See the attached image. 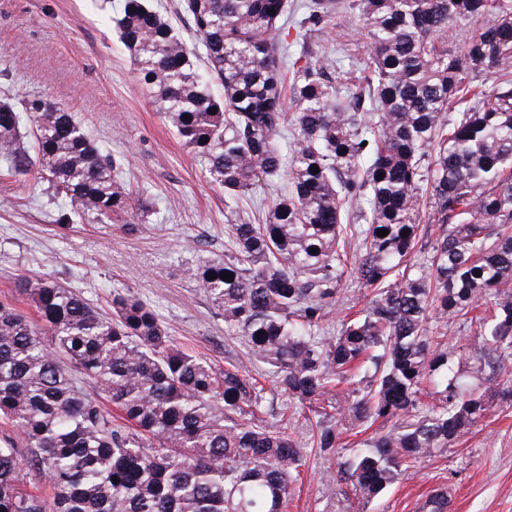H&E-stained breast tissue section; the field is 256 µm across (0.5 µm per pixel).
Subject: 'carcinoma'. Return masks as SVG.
Wrapping results in <instances>:
<instances>
[{"label":"carcinoma","mask_w":512,"mask_h":512,"mask_svg":"<svg viewBox=\"0 0 512 512\" xmlns=\"http://www.w3.org/2000/svg\"><path fill=\"white\" fill-rule=\"evenodd\" d=\"M179 6L194 42L150 0H124L112 22L140 87L224 190V257L190 272L247 358L221 368L182 348L131 294L113 291L105 310L22 276L39 321L0 301V512H285L304 462L288 423L258 420L256 363L318 417L322 452L348 426L378 425L331 476L364 499L481 422L491 398L512 405V0H307L299 28L341 14L365 40L340 59L304 46L287 76L288 0ZM486 15L448 51V29ZM486 70L489 88L474 80ZM0 165L70 202L62 230L143 196L41 95L0 101ZM428 224L440 233L427 245ZM349 277L369 299L332 334ZM451 326L482 338L484 388L451 369ZM37 478L51 498L28 489ZM423 512H448V490Z\"/></svg>","instance_id":"1"}]
</instances>
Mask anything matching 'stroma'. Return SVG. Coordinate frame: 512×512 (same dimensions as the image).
Listing matches in <instances>:
<instances>
[{
	"label": "stroma",
	"instance_id": "35a3bbf8",
	"mask_svg": "<svg viewBox=\"0 0 512 512\" xmlns=\"http://www.w3.org/2000/svg\"><path fill=\"white\" fill-rule=\"evenodd\" d=\"M103 0H0V99L18 104L43 95L74 113L104 151L144 188L145 211L99 220L89 215L62 231V202L34 186L16 191L0 170V300L28 316L20 275L66 282L97 304L120 289L149 304L184 348L216 364L244 357L242 337L187 273L224 254V193L170 130L135 79ZM290 429L306 465L288 512H420L429 494L448 490V512H512V406L494 399L486 417L448 448L399 477L379 497L327 494L338 463L360 438L329 457L313 446L304 411Z\"/></svg>",
	"mask_w": 512,
	"mask_h": 512
}]
</instances>
